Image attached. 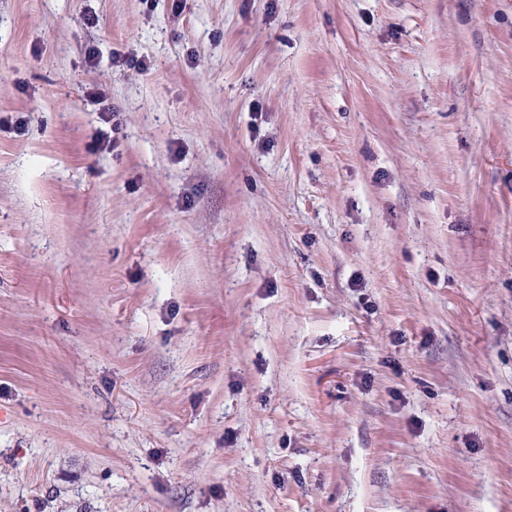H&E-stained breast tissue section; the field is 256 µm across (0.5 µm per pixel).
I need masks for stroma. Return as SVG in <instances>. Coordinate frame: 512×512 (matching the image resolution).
Listing matches in <instances>:
<instances>
[{"label":"stroma","mask_w":512,"mask_h":512,"mask_svg":"<svg viewBox=\"0 0 512 512\" xmlns=\"http://www.w3.org/2000/svg\"><path fill=\"white\" fill-rule=\"evenodd\" d=\"M0 512H512V0H0Z\"/></svg>","instance_id":"obj_1"}]
</instances>
